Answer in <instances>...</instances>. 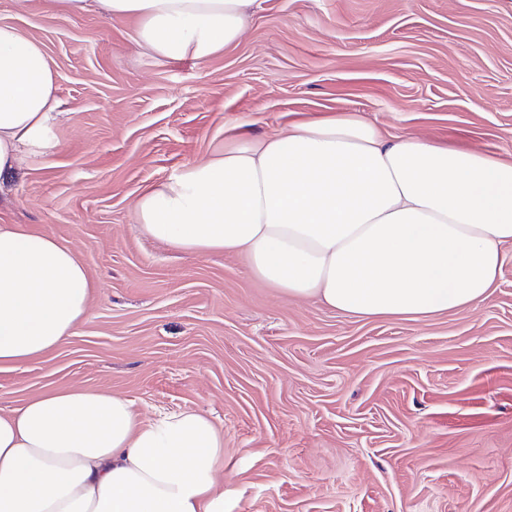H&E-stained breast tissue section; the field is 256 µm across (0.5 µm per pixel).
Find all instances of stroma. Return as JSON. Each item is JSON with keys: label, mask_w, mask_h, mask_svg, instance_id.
<instances>
[{"label": "stroma", "mask_w": 512, "mask_h": 512, "mask_svg": "<svg viewBox=\"0 0 512 512\" xmlns=\"http://www.w3.org/2000/svg\"><path fill=\"white\" fill-rule=\"evenodd\" d=\"M1 23L42 45L64 116L0 179V224L72 247L93 288L90 323L0 370V415L75 387L145 420L199 411L224 434V512H512V248L473 306L360 319L244 255L153 242L133 213L225 141L343 114L512 162V0H255L204 61L55 0H0Z\"/></svg>", "instance_id": "stroma-1"}]
</instances>
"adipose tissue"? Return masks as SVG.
Masks as SVG:
<instances>
[{
	"instance_id": "1",
	"label": "adipose tissue",
	"mask_w": 512,
	"mask_h": 512,
	"mask_svg": "<svg viewBox=\"0 0 512 512\" xmlns=\"http://www.w3.org/2000/svg\"><path fill=\"white\" fill-rule=\"evenodd\" d=\"M136 19L154 56L205 60L242 36L254 0H59ZM56 74L0 24V175L56 147ZM148 238L244 254L253 275L348 316L416 320L482 301L512 246V162L393 138L354 115L241 138L144 188ZM92 282L45 231L0 224V366L90 320ZM224 436L195 410L142 420L129 399L68 389L0 416V512H224Z\"/></svg>"
}]
</instances>
